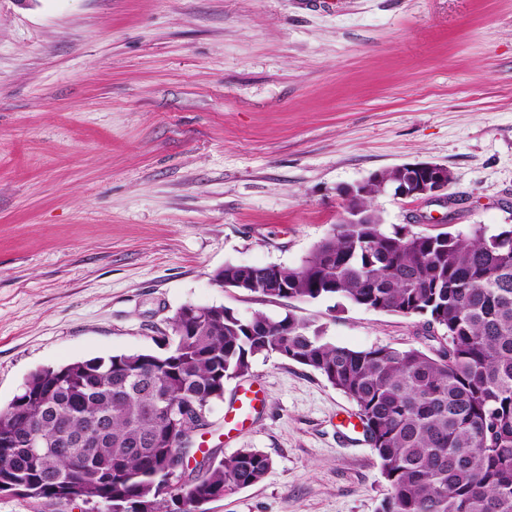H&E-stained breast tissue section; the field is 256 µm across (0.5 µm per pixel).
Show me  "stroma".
Listing matches in <instances>:
<instances>
[{
  "label": "stroma",
  "mask_w": 512,
  "mask_h": 512,
  "mask_svg": "<svg viewBox=\"0 0 512 512\" xmlns=\"http://www.w3.org/2000/svg\"><path fill=\"white\" fill-rule=\"evenodd\" d=\"M418 162L448 168L450 200L377 194L386 227L512 225V0H0V408L36 370L164 353L190 304L294 315L355 350L423 346L417 318L213 280L299 265L340 222L338 188ZM249 386L262 404L225 434ZM356 411L256 356L204 440L273 466L205 512H377Z\"/></svg>",
  "instance_id": "1"
}]
</instances>
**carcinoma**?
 Here are the masks:
<instances>
[{
    "label": "carcinoma",
    "mask_w": 512,
    "mask_h": 512,
    "mask_svg": "<svg viewBox=\"0 0 512 512\" xmlns=\"http://www.w3.org/2000/svg\"><path fill=\"white\" fill-rule=\"evenodd\" d=\"M351 203L364 224H335L301 265L228 264L214 281L244 288L276 269L266 297L340 298L376 311L420 318L441 333L437 348L391 344L354 350L305 320L264 313L243 318L224 306L172 318L176 346L78 360L30 375L0 409V488L65 506L116 501L124 512H201L213 500L264 480L272 460L255 448L188 469L162 490L171 457L197 452L187 421L173 431L164 408H208L224 380L249 374L252 359L277 354L317 371L356 405L387 493L378 512H512V227L490 232L388 231L370 199ZM96 446L85 467L69 455Z\"/></svg>",
    "instance_id": "1"
}]
</instances>
